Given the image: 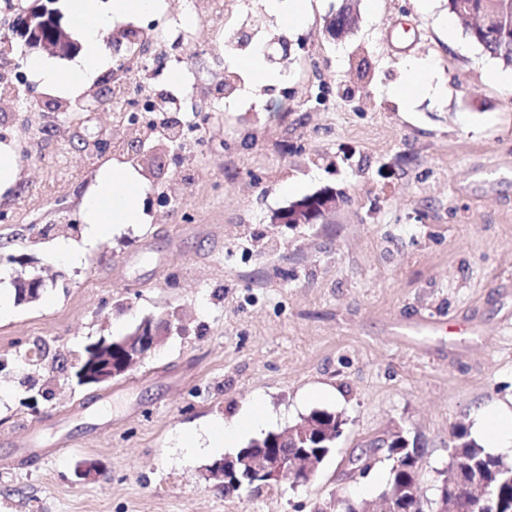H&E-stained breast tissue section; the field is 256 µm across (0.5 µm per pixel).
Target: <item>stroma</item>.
Instances as JSON below:
<instances>
[{
    "label": "stroma",
    "instance_id": "35a3bbf8",
    "mask_svg": "<svg viewBox=\"0 0 512 512\" xmlns=\"http://www.w3.org/2000/svg\"><path fill=\"white\" fill-rule=\"evenodd\" d=\"M163 12L114 21L109 63L78 95L48 94L21 42H0V73L20 101H0V143L18 158L0 192V512H314L336 497L379 501L391 463L377 439L401 433L422 454L426 512L438 497L448 443L473 413L512 401V86L503 63L450 22L448 0H358L353 32L334 39L342 0H311L308 20L282 26L255 0L251 42L206 50L203 27L171 34L146 100L196 106L185 148L148 147L89 115L104 80L136 81L116 50L127 28L167 24ZM266 46L272 83L239 87L210 108L249 46ZM179 58L193 81L169 79ZM430 66L442 100L392 96L412 64ZM117 162L148 190L142 221L85 242L84 196ZM332 187L344 202L319 224L287 226L273 212ZM61 241L77 263L49 260ZM41 276L39 300L14 304L13 279ZM146 317L170 325L164 343L125 377L80 386L85 346L130 333ZM42 345L45 358H27ZM336 390V399L314 396ZM281 432L317 409L341 414L342 434L307 485L289 481L226 495L205 468L210 423L254 400ZM61 440L58 456L22 458L23 443ZM197 438L199 451L184 447ZM369 460L353 475L356 458ZM97 476L80 479L83 462Z\"/></svg>",
    "mask_w": 512,
    "mask_h": 512
}]
</instances>
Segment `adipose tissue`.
<instances>
[{
  "label": "adipose tissue",
  "mask_w": 512,
  "mask_h": 512,
  "mask_svg": "<svg viewBox=\"0 0 512 512\" xmlns=\"http://www.w3.org/2000/svg\"><path fill=\"white\" fill-rule=\"evenodd\" d=\"M164 0H68L72 29L82 38L84 50L77 62L61 69L45 58L32 57L28 67L49 90L76 93L94 82L106 60L104 36L112 20L162 11ZM146 185L137 174L106 166L83 202L90 241L112 234L116 226L140 221ZM473 433L483 447L512 454V407L479 408L474 414ZM262 403H254L239 417L213 423L208 431L210 447L231 446L244 430H256L273 421Z\"/></svg>",
  "instance_id": "1"
}]
</instances>
